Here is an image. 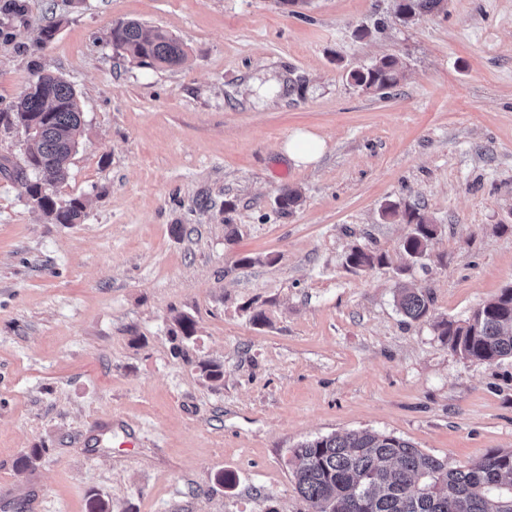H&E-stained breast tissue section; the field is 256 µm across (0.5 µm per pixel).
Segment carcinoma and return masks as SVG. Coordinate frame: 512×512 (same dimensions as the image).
<instances>
[{"instance_id": "1", "label": "carcinoma", "mask_w": 512, "mask_h": 512, "mask_svg": "<svg viewBox=\"0 0 512 512\" xmlns=\"http://www.w3.org/2000/svg\"><path fill=\"white\" fill-rule=\"evenodd\" d=\"M443 0H397L405 22L436 9ZM112 46L125 57L150 64L177 65L185 53L172 35L147 32L136 21L112 27ZM397 59L384 57L350 72L359 87L387 89L397 83ZM15 105L12 123L33 128L28 136L27 166L36 178L27 192L57 224H78L84 206L60 203L52 189L68 176L76 152L82 111L75 89L63 78L42 74ZM413 226L403 250L411 262L426 252L438 227L416 211L402 213ZM353 268L384 262V257L356 248L346 258ZM398 311L418 321L430 315L429 299L408 288L396 296ZM439 335L463 357L495 363L512 357V287L477 308L462 321L437 324ZM295 488L309 512H512V450H493L480 460L450 468L448 463L392 434L359 431L316 437L293 450Z\"/></svg>"}]
</instances>
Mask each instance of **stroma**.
<instances>
[{
	"label": "stroma",
	"mask_w": 512,
	"mask_h": 512,
	"mask_svg": "<svg viewBox=\"0 0 512 512\" xmlns=\"http://www.w3.org/2000/svg\"><path fill=\"white\" fill-rule=\"evenodd\" d=\"M19 2L0 0V512H308L293 450L334 433L452 468L512 449V358L434 327L512 286V0L408 25L396 0ZM120 20L185 61L123 59ZM388 56L396 86L350 80ZM41 73L83 112L54 189L78 224L27 193L11 117ZM300 129L327 143L315 165L282 152ZM391 205L438 226L416 263ZM356 247L385 264L347 267ZM401 284L429 318L399 313Z\"/></svg>",
	"instance_id": "stroma-1"
}]
</instances>
